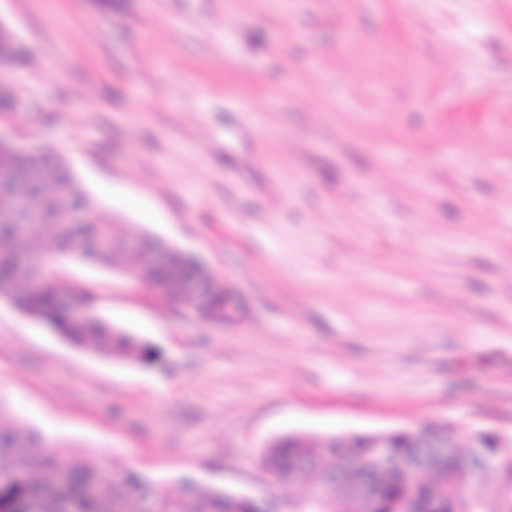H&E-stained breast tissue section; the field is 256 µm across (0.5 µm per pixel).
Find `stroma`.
Returning a JSON list of instances; mask_svg holds the SVG:
<instances>
[{
	"label": "stroma",
	"instance_id": "obj_1",
	"mask_svg": "<svg viewBox=\"0 0 512 512\" xmlns=\"http://www.w3.org/2000/svg\"><path fill=\"white\" fill-rule=\"evenodd\" d=\"M0 136L102 222L200 259L224 322L61 269L156 359L0 298V411L91 468L253 498L266 444L512 429V0H0ZM137 207H129L130 198Z\"/></svg>",
	"mask_w": 512,
	"mask_h": 512
}]
</instances>
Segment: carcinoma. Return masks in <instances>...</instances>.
Here are the masks:
<instances>
[{
	"label": "carcinoma",
	"mask_w": 512,
	"mask_h": 512,
	"mask_svg": "<svg viewBox=\"0 0 512 512\" xmlns=\"http://www.w3.org/2000/svg\"><path fill=\"white\" fill-rule=\"evenodd\" d=\"M5 170L13 174L15 190L13 197L0 202V210L41 215L46 223L27 227L0 219L1 298L47 323L78 347L113 357L135 358L145 352L135 336L97 315L91 293L79 285L62 287L59 276L42 256L49 241L56 263L73 260L103 266L123 257L127 263L121 269L134 280H139L140 271H146L151 281L147 290L157 300L191 306L187 289L167 288L165 284L205 274L195 262L186 259L162 269L147 254L125 253L122 238L114 235L112 225L100 223L94 211L82 224L64 222L69 209L90 199L53 154L37 147L33 155L21 158L0 142V173ZM76 240L83 245L79 256L70 253ZM67 291L87 304L83 319H72L60 303ZM207 294L209 313L224 314V288L217 283ZM426 455V449L406 436L392 437L383 465L375 462L374 449L362 443L357 448H337L324 442L314 447L309 441L283 436L266 449L262 464L281 484L308 474L334 478L331 512H336L335 502L348 495L353 481L368 482L375 488L364 512H454L455 497L464 482V458L461 452L450 450L448 455L432 460L426 472L414 466ZM58 472L65 475L62 486L55 481ZM489 475L494 482L473 504V512H502L501 490L512 491V459L492 464ZM67 499L80 501L79 512H260L247 497L205 485L195 483L172 495L160 484L127 471L89 469L58 451L45 450L36 433L0 423V512H63L62 503Z\"/></svg>",
	"instance_id": "obj_1"
}]
</instances>
